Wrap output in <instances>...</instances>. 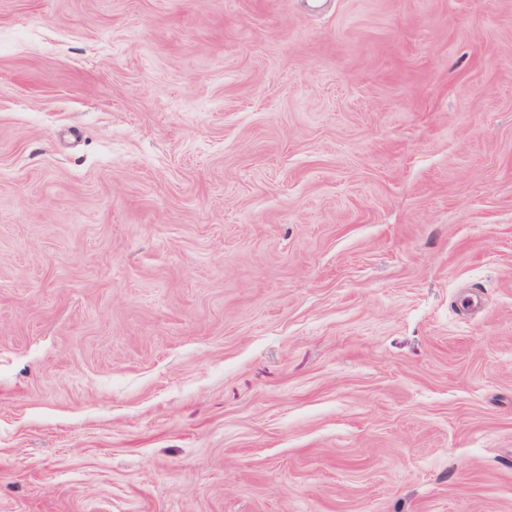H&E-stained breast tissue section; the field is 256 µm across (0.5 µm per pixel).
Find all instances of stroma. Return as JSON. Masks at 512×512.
Instances as JSON below:
<instances>
[{
    "label": "stroma",
    "instance_id": "obj_1",
    "mask_svg": "<svg viewBox=\"0 0 512 512\" xmlns=\"http://www.w3.org/2000/svg\"><path fill=\"white\" fill-rule=\"evenodd\" d=\"M0 512H512V0H0Z\"/></svg>",
    "mask_w": 512,
    "mask_h": 512
}]
</instances>
